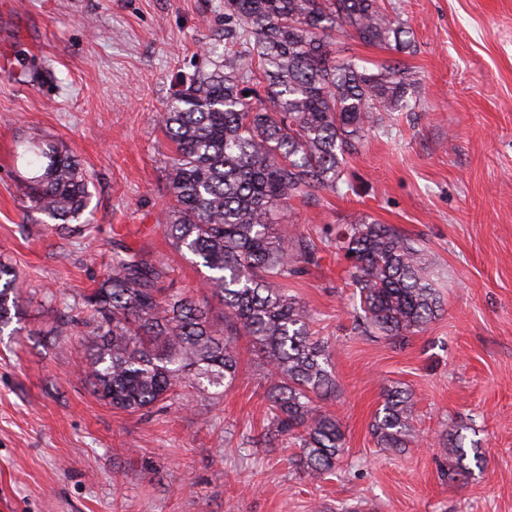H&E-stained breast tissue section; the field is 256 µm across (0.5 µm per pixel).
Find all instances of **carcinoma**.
Here are the masks:
<instances>
[{
  "mask_svg": "<svg viewBox=\"0 0 512 512\" xmlns=\"http://www.w3.org/2000/svg\"><path fill=\"white\" fill-rule=\"evenodd\" d=\"M337 33L380 44L403 30L384 0H224V34L203 47L201 65L156 115L172 143L169 205L158 223L178 252L208 269L224 327L207 301L161 287L165 262L116 246L83 308L49 332L62 348L79 337L95 391L126 412L174 403L188 387L224 394L241 364L238 339L247 338L277 382L266 393L262 431L245 444L294 446L296 468L315 477L335 471L346 437L316 404L336 387L328 343L312 332L306 306L279 288L317 263V248L303 234L278 233L276 215L288 201L340 190L346 156L382 127L383 115L411 109L414 84L398 63L373 70L336 59ZM19 157L30 172L21 183L30 209L62 227L79 221L90 194L73 152L44 140ZM335 245L349 263L355 321L366 335L401 345L442 310L416 240L361 219L341 226ZM18 295L16 274L0 264V331ZM415 418L411 394L387 389L371 424L379 451L420 442ZM440 447L456 463L448 477L467 470L459 434Z\"/></svg>",
  "mask_w": 512,
  "mask_h": 512,
  "instance_id": "cac0c4a2",
  "label": "carcinoma"
}]
</instances>
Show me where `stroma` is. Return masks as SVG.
<instances>
[{"instance_id":"stroma-1","label":"stroma","mask_w":512,"mask_h":512,"mask_svg":"<svg viewBox=\"0 0 512 512\" xmlns=\"http://www.w3.org/2000/svg\"><path fill=\"white\" fill-rule=\"evenodd\" d=\"M409 49L334 39L336 57L395 59L415 78L347 158L351 185L284 207L282 235L318 265L284 281L328 342L347 451L315 478L291 448H248L273 379L246 354L223 398L125 412L101 400L54 316L107 274L115 241L164 259L163 285L199 294L207 275L156 222L171 143L154 121L179 75L224 28V0H8L0 6V262L19 276L18 318L0 332V512H512V0H387ZM72 151L92 194L90 227L58 232L20 189L19 144ZM367 216L420 241L445 310L403 345L354 328L338 225ZM411 393L422 447L378 452L384 391ZM459 431L481 467L448 477L438 443Z\"/></svg>"}]
</instances>
